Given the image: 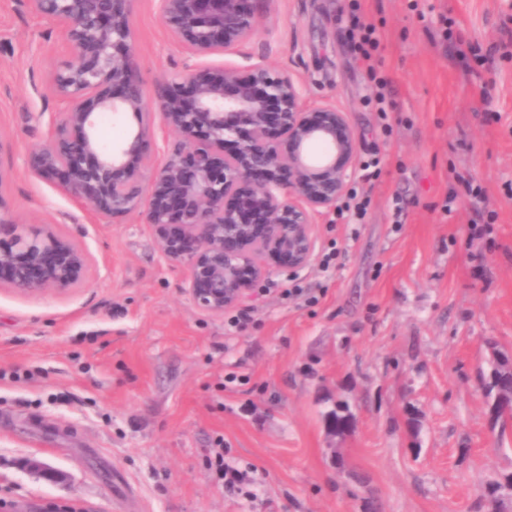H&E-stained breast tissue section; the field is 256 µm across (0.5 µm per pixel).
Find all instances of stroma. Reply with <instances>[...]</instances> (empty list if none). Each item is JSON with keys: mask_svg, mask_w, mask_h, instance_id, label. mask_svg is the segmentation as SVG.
Masks as SVG:
<instances>
[{"mask_svg": "<svg viewBox=\"0 0 512 512\" xmlns=\"http://www.w3.org/2000/svg\"><path fill=\"white\" fill-rule=\"evenodd\" d=\"M347 4L255 0L249 43L210 59L287 71L381 158L363 223L317 214L306 269L270 262L255 301L214 316L140 218H100L30 175L70 51L28 0H0L7 202L92 255L65 296L0 285V512H364L370 495L382 512H485V487L512 475V420L496 421L484 392L492 350L512 357V0H360L399 107L386 131ZM131 26L146 93L184 74L192 58L156 0H133ZM459 35L481 60L457 57ZM293 281L317 302L284 298ZM341 406L351 429L333 436L326 415ZM228 465L245 483L226 484Z\"/></svg>", "mask_w": 512, "mask_h": 512, "instance_id": "35a3bbf8", "label": "stroma"}]
</instances>
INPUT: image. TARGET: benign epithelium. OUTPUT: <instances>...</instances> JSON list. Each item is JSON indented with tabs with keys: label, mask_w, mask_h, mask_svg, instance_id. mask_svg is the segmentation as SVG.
<instances>
[{
	"label": "benign epithelium",
	"mask_w": 512,
	"mask_h": 512,
	"mask_svg": "<svg viewBox=\"0 0 512 512\" xmlns=\"http://www.w3.org/2000/svg\"><path fill=\"white\" fill-rule=\"evenodd\" d=\"M55 23L71 57L55 73L65 110L51 119L31 172L97 215L143 217L163 257L185 266L187 291L202 310L222 315L269 273L265 259L296 273L316 245L314 215L330 210L351 178L359 138L346 113L306 106L301 86L260 62L188 68L147 97L134 73L131 0H30ZM175 40L194 57L232 52L255 32L252 0H158ZM133 114L137 129L117 147L98 137L102 114ZM178 134L180 148L155 161V121ZM288 141V151L280 139ZM327 148L321 157L312 146ZM0 162V282L18 295L65 294L92 256L50 224H21L3 187Z\"/></svg>",
	"instance_id": "7a95c632"
}]
</instances>
